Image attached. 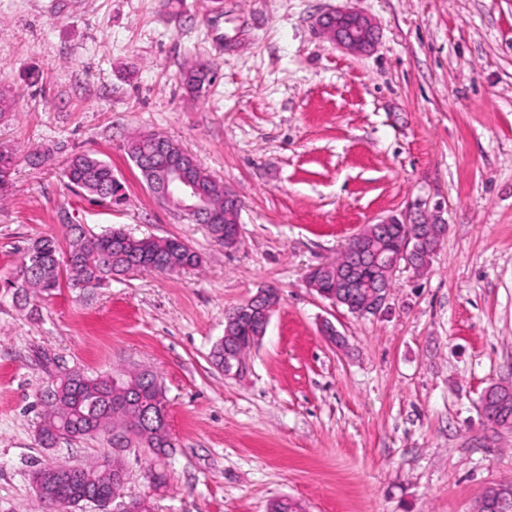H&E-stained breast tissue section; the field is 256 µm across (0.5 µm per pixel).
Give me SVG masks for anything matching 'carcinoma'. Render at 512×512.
Segmentation results:
<instances>
[{
    "mask_svg": "<svg viewBox=\"0 0 512 512\" xmlns=\"http://www.w3.org/2000/svg\"><path fill=\"white\" fill-rule=\"evenodd\" d=\"M186 88L194 93L202 92L212 83L208 74L197 65L182 73ZM157 151L151 135L136 133L127 141V152L134 163L143 156H153ZM20 159L17 146H12L9 157L0 156V178L12 176ZM66 177L71 186L101 200H111L121 189L119 181L112 175V167L89 154L73 156L66 166ZM202 187L209 192L215 204L219 221L208 227L211 238L219 242L224 238V183L212 179L207 172L201 174ZM429 224L421 225L422 255L419 266H425L440 240L426 238ZM69 248L60 256L61 247L53 236L36 239L28 249L37 252L38 268L26 278L17 279L16 293L24 298L29 295H50L61 284L78 288L89 284L93 288L124 273L132 266L164 273L172 268H196L201 266L199 254L181 247L174 239L136 237L121 228H112L101 234H88L82 227L65 225ZM407 224H391L382 234L378 225L370 224L363 238L373 246L389 248L392 241L407 234ZM345 255L338 260L335 269L318 270L316 274L321 286L336 285V271L349 264ZM250 323H239L214 346L212 363L224 369V353L245 357L248 352ZM125 380L132 388L122 396L113 394L112 376L90 375L81 368L69 369L55 375V383L43 402L41 419L37 423L36 437L43 448H52L60 440L84 439L98 434L108 435L113 448H145L157 458L173 447L169 431H156L142 427L141 415L153 402H162L164 391L158 377L150 369H135L128 372ZM126 466L122 459L107 453L101 459L84 467V471L73 476L70 484L89 496H103L121 487L126 479Z\"/></svg>",
    "mask_w": 512,
    "mask_h": 512,
    "instance_id": "1",
    "label": "carcinoma"
}]
</instances>
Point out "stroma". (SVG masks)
<instances>
[{"mask_svg":"<svg viewBox=\"0 0 512 512\" xmlns=\"http://www.w3.org/2000/svg\"><path fill=\"white\" fill-rule=\"evenodd\" d=\"M371 19L339 48L320 19ZM207 63L189 94L181 74ZM0 141L45 151L0 201V282L66 224L177 237L200 268L136 272L27 300L0 291V512H50L32 471L86 464L106 436L38 447L51 371L147 367L175 448L154 490L127 453L124 498L154 512H477L512 481V427L480 399L512 388V0H0ZM137 132L197 157L241 205L242 235L163 208L126 153ZM107 162L123 204L69 188L67 159ZM441 220L428 267H400L382 310L321 299L308 272L383 219ZM272 285L280 300L244 376L210 358L226 312ZM332 322L342 338L323 336ZM320 26L337 45L348 50H365L374 40V27L371 21L356 12L330 13L322 17Z\"/></svg>","mask_w":512,"mask_h":512,"instance_id":"1","label":"stroma"}]
</instances>
